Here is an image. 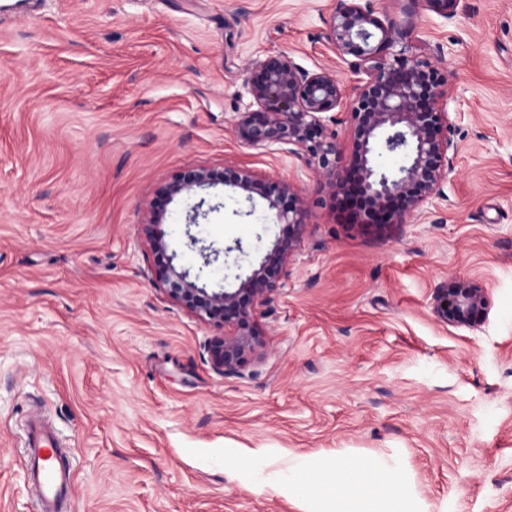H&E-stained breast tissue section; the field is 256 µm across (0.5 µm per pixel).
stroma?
<instances>
[{
  "label": "stroma",
  "mask_w": 512,
  "mask_h": 512,
  "mask_svg": "<svg viewBox=\"0 0 512 512\" xmlns=\"http://www.w3.org/2000/svg\"><path fill=\"white\" fill-rule=\"evenodd\" d=\"M336 0H0V512H37L27 420L53 421L76 471L74 512H300L264 481L289 456L393 457L430 512H512V0L419 6L407 55L449 73L458 147L440 196L382 233L309 216L287 286L239 376L211 364L216 327L154 286L139 231L156 190L191 167H248L325 190L300 158L233 132L246 69L271 53L355 76L324 40ZM195 234L274 233L263 200L217 187ZM186 202L163 217L169 248ZM486 291L473 328L431 307L451 277ZM260 448L240 484L228 448Z\"/></svg>",
  "instance_id": "35a3bbf8"
}]
</instances>
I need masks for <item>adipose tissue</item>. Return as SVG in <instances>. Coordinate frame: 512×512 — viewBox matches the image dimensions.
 <instances>
[{
	"label": "adipose tissue",
	"mask_w": 512,
	"mask_h": 512,
	"mask_svg": "<svg viewBox=\"0 0 512 512\" xmlns=\"http://www.w3.org/2000/svg\"><path fill=\"white\" fill-rule=\"evenodd\" d=\"M279 492L303 512H429L404 471L356 454L294 462Z\"/></svg>",
	"instance_id": "1"
}]
</instances>
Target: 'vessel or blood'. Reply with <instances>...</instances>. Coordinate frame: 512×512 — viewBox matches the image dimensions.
<instances>
[{
	"label": "vessel or blood",
	"instance_id": "b4317fda",
	"mask_svg": "<svg viewBox=\"0 0 512 512\" xmlns=\"http://www.w3.org/2000/svg\"><path fill=\"white\" fill-rule=\"evenodd\" d=\"M24 459L38 512H63L72 486V466L52 425L37 414L28 420Z\"/></svg>",
	"mask_w": 512,
	"mask_h": 512
}]
</instances>
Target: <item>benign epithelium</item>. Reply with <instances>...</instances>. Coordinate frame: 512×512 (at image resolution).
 <instances>
[{"label":"benign epithelium","instance_id":"benign-epithelium-1","mask_svg":"<svg viewBox=\"0 0 512 512\" xmlns=\"http://www.w3.org/2000/svg\"><path fill=\"white\" fill-rule=\"evenodd\" d=\"M426 3L432 11L452 17L460 0H411ZM408 30L388 17H380L369 0H338L325 40L336 55L352 59L359 75L351 94H345L329 70L309 72L284 53L255 61L247 84L256 108L239 113L234 133L244 145L264 149L279 145L301 158L315 177L332 190L346 223L362 230L383 231L407 223L440 193L454 170L457 147L450 137L453 121L444 105L448 69L429 58H415L403 43ZM347 110L353 140L344 154L338 142L337 115ZM401 157L387 170L378 163L379 147ZM222 185L251 200L266 204L272 224L280 227L272 246L235 288H211L203 268L228 261L231 254L245 255L241 243L223 248L202 245L186 232L189 246L198 249L202 267L196 274L174 263L168 253L167 231L162 224L166 207L177 197H191L204 187ZM205 200L193 204L186 227L217 210L203 209ZM307 201L284 179L266 177L254 170L226 164L195 167L176 173L160 187L150 217L141 234L152 257L154 285L176 306L197 319L224 330L208 346L213 367L225 375H240L264 347L258 324L260 309L269 305L288 280V267L298 252L308 226ZM484 288L477 282L454 277L438 289L432 311L453 327L473 328L486 315Z\"/></svg>","mask_w":512,"mask_h":512}]
</instances>
